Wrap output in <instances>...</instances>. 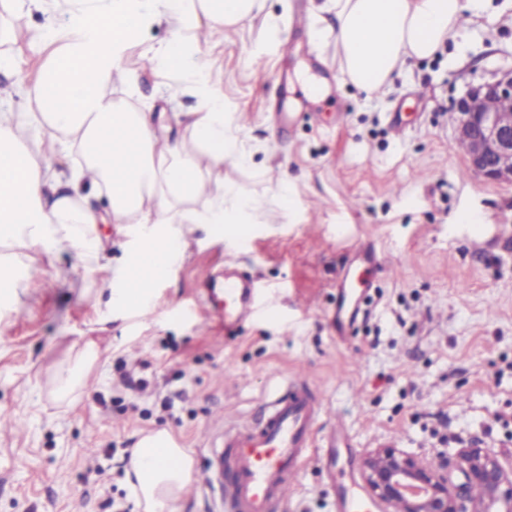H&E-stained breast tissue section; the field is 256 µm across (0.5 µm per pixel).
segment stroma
Returning a JSON list of instances; mask_svg holds the SVG:
<instances>
[{
  "label": "stroma",
  "mask_w": 512,
  "mask_h": 512,
  "mask_svg": "<svg viewBox=\"0 0 512 512\" xmlns=\"http://www.w3.org/2000/svg\"><path fill=\"white\" fill-rule=\"evenodd\" d=\"M316 2L259 0L253 20L214 31L209 61L245 153L222 177L272 215L192 225L148 293L150 314L113 311L108 272L85 284L75 252L0 246L22 284L17 298L0 296V512H142L125 467L143 435L168 431L203 472L217 416L259 418L301 371L342 416L356 479L385 442L429 464L476 439L512 462V184L469 170L454 116L468 84L512 66V0H482L462 37L372 95L345 79L334 43L315 38L335 22ZM62 21L23 19L10 50L29 78L42 59L33 33ZM169 84L147 74L112 95L193 111L196 99L170 97ZM357 242L381 265L340 342L336 278ZM228 254L262 290L261 314L229 334ZM89 342L98 359L69 385ZM331 475L309 459L283 512H336Z\"/></svg>",
  "instance_id": "1"
}]
</instances>
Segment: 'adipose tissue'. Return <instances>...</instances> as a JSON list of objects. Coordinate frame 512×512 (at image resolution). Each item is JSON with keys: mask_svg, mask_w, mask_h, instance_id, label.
Segmentation results:
<instances>
[{"mask_svg": "<svg viewBox=\"0 0 512 512\" xmlns=\"http://www.w3.org/2000/svg\"><path fill=\"white\" fill-rule=\"evenodd\" d=\"M256 0H0V69H14L8 45L34 8L60 13L64 24L37 34L47 57L24 110L0 112V244L53 254L99 251L94 206L110 200L109 219L135 224L136 253L114 269L125 283L117 297L140 307L148 286L164 278L187 224H252L258 199L229 198L221 173L231 120L206 58L213 30L251 19ZM335 26L317 30L333 41L343 70L366 94L388 87L407 60H425L465 30L462 0H327ZM168 39L146 44L153 25ZM138 53L145 70L173 76V91L198 105L191 112L129 108L108 92ZM184 137L170 139L171 127ZM73 155L70 177L54 186L46 163L56 150ZM206 196L205 212L194 204ZM194 460L165 431L144 436L127 474L144 512H165L190 483Z\"/></svg>", "mask_w": 512, "mask_h": 512, "instance_id": "adipose-tissue-1", "label": "adipose tissue"}]
</instances>
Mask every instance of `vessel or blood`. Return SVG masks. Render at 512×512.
<instances>
[{
    "instance_id": "1",
    "label": "vessel or blood",
    "mask_w": 512,
    "mask_h": 512,
    "mask_svg": "<svg viewBox=\"0 0 512 512\" xmlns=\"http://www.w3.org/2000/svg\"><path fill=\"white\" fill-rule=\"evenodd\" d=\"M362 280L344 273L336 283L337 311L331 323L337 337L346 334L340 311L350 289L362 287ZM258 285L241 273L235 261L224 265V330L232 332L257 313ZM325 412L320 392L307 380L295 376L265 403L259 419L224 427L218 453L222 467L202 474L203 482H218L224 512H280L294 487L313 446H321L322 458L335 464L341 449L351 442L343 424H330L323 437L316 427ZM336 512H372L373 506L360 494L356 481L337 480L332 485Z\"/></svg>"
}]
</instances>
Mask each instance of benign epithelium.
I'll return each instance as SVG.
<instances>
[{
	"label": "benign epithelium",
	"instance_id": "1",
	"mask_svg": "<svg viewBox=\"0 0 512 512\" xmlns=\"http://www.w3.org/2000/svg\"><path fill=\"white\" fill-rule=\"evenodd\" d=\"M457 137L471 170L512 182V68L472 85L455 103ZM464 482L453 481V471ZM374 499L398 512H512V466L476 443L424 467L398 448H377L363 460Z\"/></svg>",
	"mask_w": 512,
	"mask_h": 512
}]
</instances>
